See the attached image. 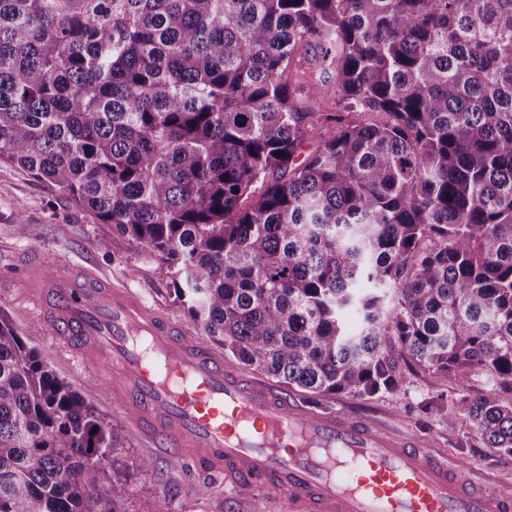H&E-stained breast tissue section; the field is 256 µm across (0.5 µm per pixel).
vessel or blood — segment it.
Instances as JSON below:
<instances>
[{
	"instance_id": "obj_1",
	"label": "vessel or blood",
	"mask_w": 512,
	"mask_h": 512,
	"mask_svg": "<svg viewBox=\"0 0 512 512\" xmlns=\"http://www.w3.org/2000/svg\"><path fill=\"white\" fill-rule=\"evenodd\" d=\"M42 331L108 355L137 433L169 455L199 452L239 490L269 489L289 512H512V495L458 480L455 460L370 421L315 413L244 378L219 354L90 267L43 274L26 254Z\"/></svg>"
}]
</instances>
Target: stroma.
Segmentation results:
<instances>
[{"instance_id":"stroma-1","label":"stroma","mask_w":512,"mask_h":512,"mask_svg":"<svg viewBox=\"0 0 512 512\" xmlns=\"http://www.w3.org/2000/svg\"><path fill=\"white\" fill-rule=\"evenodd\" d=\"M40 225V237L31 234ZM39 251L49 267L91 263L113 282L131 288L146 304L182 326L190 321L175 304L172 286L159 269V261L139 244L121 235L113 225L100 223L67 199L51 193L28 172L0 164V318L8 319L56 374L112 421L123 444L115 466L105 467L98 486L106 498L113 478L125 483L128 493L119 512H138L141 501L155 500L159 512H251L247 502L224 494V479L200 471L194 462L150 457L138 434L112 401L111 382L90 376L70 353L57 349L50 338L34 333L35 304L25 288L27 275L19 264L21 252ZM400 388L375 395L336 394L311 397L287 388L309 408L342 412L371 419L394 430L431 442L434 451L447 454L469 467L473 478L490 482L512 494V455L489 447L471 423L456 409L462 394L483 395L502 403L512 394L495 389L488 376L470 372L466 388L438 371L403 357L397 362ZM153 470L144 473L143 459Z\"/></svg>"}]
</instances>
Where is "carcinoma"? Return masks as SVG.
<instances>
[{
	"instance_id": "obj_1",
	"label": "carcinoma",
	"mask_w": 512,
	"mask_h": 512,
	"mask_svg": "<svg viewBox=\"0 0 512 512\" xmlns=\"http://www.w3.org/2000/svg\"><path fill=\"white\" fill-rule=\"evenodd\" d=\"M330 72L334 107L301 111ZM2 162L139 243L280 383L395 391L407 356L512 393V0H0ZM457 409L512 454V403ZM115 448L0 321V512H91Z\"/></svg>"
}]
</instances>
